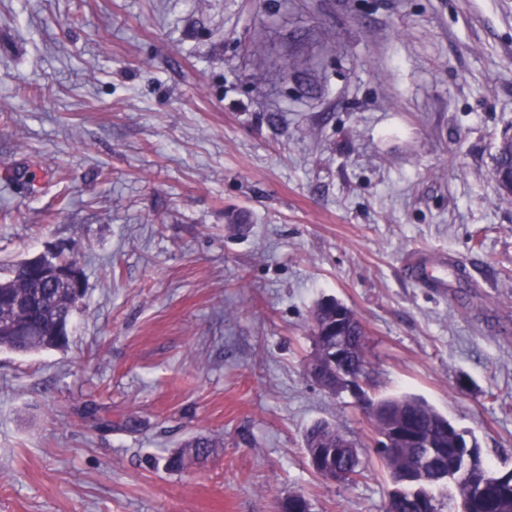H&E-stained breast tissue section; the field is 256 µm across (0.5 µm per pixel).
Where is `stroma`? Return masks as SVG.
I'll return each instance as SVG.
<instances>
[{
  "label": "stroma",
  "instance_id": "35a3bbf8",
  "mask_svg": "<svg viewBox=\"0 0 512 512\" xmlns=\"http://www.w3.org/2000/svg\"><path fill=\"white\" fill-rule=\"evenodd\" d=\"M508 129L512 0H0V277L62 248L86 286L64 348L0 350V512H385L362 404L303 371L329 298L367 397L512 470ZM319 421L365 477L312 471ZM512 173V149H511V139L509 140L507 137L503 138V141L499 143L497 147V152L494 157L493 167L491 169V176L495 180L499 192L498 197L501 202H512V192L511 197L508 193L504 192L503 185H501V177L511 176ZM342 435L343 434L338 431L335 426L326 422H320L313 425L305 434L304 447L308 456L309 465L314 473L324 480L328 481L329 479L326 474L313 464L311 458L317 450L321 451L330 449L331 447H336V439H339ZM336 448L348 447L343 445ZM211 448H213V444L210 439L206 437H195L185 442L180 449L168 458L167 467L173 470L180 469L184 464L186 456L193 454L195 458H204L210 454Z\"/></svg>",
  "mask_w": 512,
  "mask_h": 512
}]
</instances>
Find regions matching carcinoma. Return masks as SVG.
<instances>
[{
    "instance_id": "cac0c4a2",
    "label": "carcinoma",
    "mask_w": 512,
    "mask_h": 512,
    "mask_svg": "<svg viewBox=\"0 0 512 512\" xmlns=\"http://www.w3.org/2000/svg\"><path fill=\"white\" fill-rule=\"evenodd\" d=\"M512 174V141L503 138L494 157L491 176L498 184V197L501 202H512V196L504 192L501 178ZM27 262L18 264L12 275L0 279V296H32L36 307L30 311L16 312L5 308V301H0V349L27 355L47 349L64 347L68 337L57 335L59 327L70 324L81 300L74 297L69 289L58 283L35 278L26 272ZM341 311L344 318L353 325L358 335L361 348H366V332L356 313L347 306L336 302L332 305L319 303L312 312V324L322 323L336 311ZM30 321L36 325V333L23 345L14 336L9 321ZM368 415L379 433L387 431L389 424H412L435 448H444L448 454L436 458L432 463L422 465L425 448H397L385 441H378L376 452L383 459L389 477L394 485L386 512H418L415 491L436 484L441 473L454 466L470 469L473 476L483 479L487 470L478 446L457 448L455 443L459 432L449 425L448 418L439 413L423 399L412 395H400L379 398L370 404ZM342 433L335 426L320 422L313 425L305 434L304 447L308 457L316 451L327 450L336 446V439ZM213 448L212 441L206 437H196L185 442L167 460V467L179 469L185 457H206ZM460 495L470 497L466 512H512V470L496 476L482 489L470 488L464 484Z\"/></svg>"
}]
</instances>
